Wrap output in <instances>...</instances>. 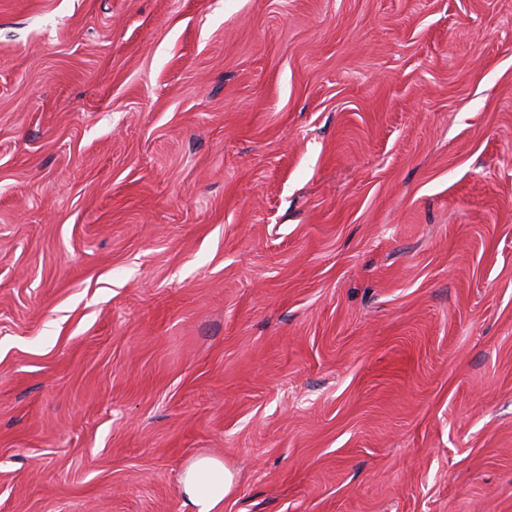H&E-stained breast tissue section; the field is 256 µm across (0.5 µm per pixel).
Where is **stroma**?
I'll return each instance as SVG.
<instances>
[{
    "instance_id": "35a3bbf8",
    "label": "stroma",
    "mask_w": 512,
    "mask_h": 512,
    "mask_svg": "<svg viewBox=\"0 0 512 512\" xmlns=\"http://www.w3.org/2000/svg\"><path fill=\"white\" fill-rule=\"evenodd\" d=\"M512 512V0H0V512ZM234 486V474L221 462L204 458L196 461L187 470L184 478V491L197 512H211L212 508Z\"/></svg>"
}]
</instances>
